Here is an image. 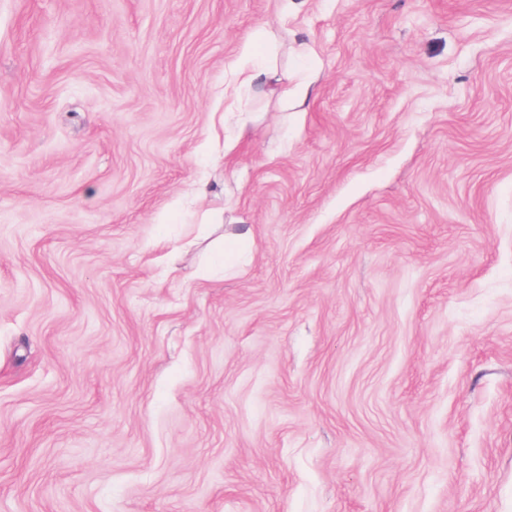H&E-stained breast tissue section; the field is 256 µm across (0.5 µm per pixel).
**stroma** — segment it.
<instances>
[{
	"label": "stroma",
	"instance_id": "obj_1",
	"mask_svg": "<svg viewBox=\"0 0 512 512\" xmlns=\"http://www.w3.org/2000/svg\"><path fill=\"white\" fill-rule=\"evenodd\" d=\"M0 512H512V0H0ZM253 50L249 45L244 46L241 52V63L234 72L231 85L225 88V96L231 97L234 101L224 114V127L231 132L232 137L240 139L250 133V124L253 122L246 112H234L235 97L242 88L261 84L269 86L276 78L277 72L270 62H253Z\"/></svg>",
	"mask_w": 512,
	"mask_h": 512
}]
</instances>
